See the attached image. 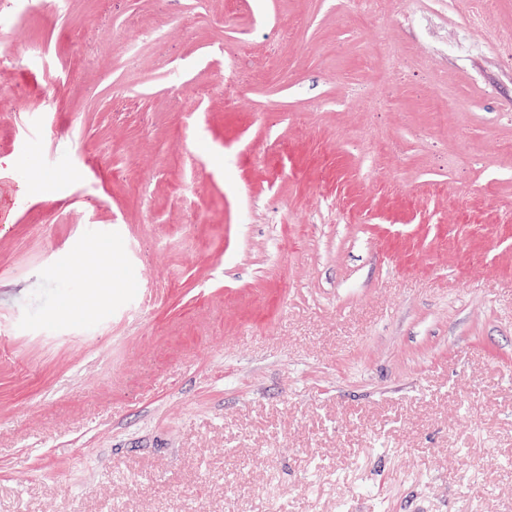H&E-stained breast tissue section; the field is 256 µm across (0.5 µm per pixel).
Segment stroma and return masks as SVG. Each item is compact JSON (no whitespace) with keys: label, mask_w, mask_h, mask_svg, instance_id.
Listing matches in <instances>:
<instances>
[{"label":"stroma","mask_w":512,"mask_h":512,"mask_svg":"<svg viewBox=\"0 0 512 512\" xmlns=\"http://www.w3.org/2000/svg\"><path fill=\"white\" fill-rule=\"evenodd\" d=\"M507 29L0 0V512H512Z\"/></svg>","instance_id":"obj_1"}]
</instances>
